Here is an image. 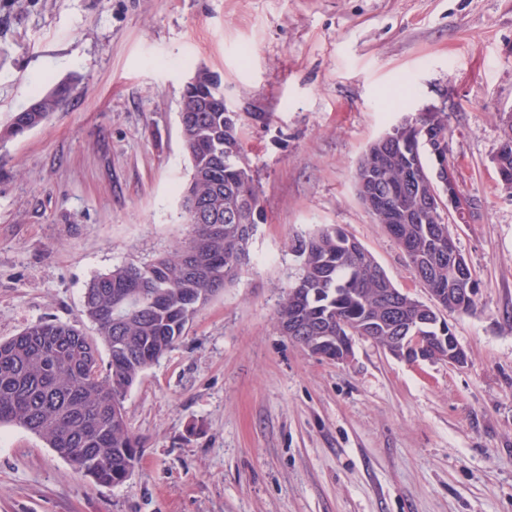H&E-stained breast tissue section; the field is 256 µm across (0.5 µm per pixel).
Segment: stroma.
<instances>
[{"label": "stroma", "mask_w": 512, "mask_h": 512, "mask_svg": "<svg viewBox=\"0 0 512 512\" xmlns=\"http://www.w3.org/2000/svg\"><path fill=\"white\" fill-rule=\"evenodd\" d=\"M206 68L243 117L263 219L238 279L128 392L140 442L117 487L0 426V512H512V0H0V126L66 82L65 109L0 145V340L97 330L91 280L184 239V84ZM448 114L474 204L451 227L477 279L445 318L468 360L409 364L367 339L310 355L276 321L293 237L333 225L433 299L353 181L403 116ZM500 121L503 128V139L498 151L497 160L501 167V173L507 177V182L512 180V111L500 113ZM499 181L505 189L512 190V182L507 183L500 175L499 168L495 162ZM505 173H504V172Z\"/></svg>", "instance_id": "stroma-1"}]
</instances>
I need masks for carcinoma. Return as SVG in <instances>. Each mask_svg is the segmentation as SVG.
Returning <instances> with one entry per match:
<instances>
[{
	"label": "carcinoma",
	"mask_w": 512,
	"mask_h": 512,
	"mask_svg": "<svg viewBox=\"0 0 512 512\" xmlns=\"http://www.w3.org/2000/svg\"><path fill=\"white\" fill-rule=\"evenodd\" d=\"M193 91L180 113L192 173L183 194L189 237L152 262H126L97 276L83 296V315L99 339L73 325L43 321L0 342V424L40 437L76 470L104 485L126 481L139 461V441L122 412L127 392L143 372L172 350L199 310L232 283L249 261L261 197L254 171L241 160L235 113L211 91V73L191 77ZM69 88L57 86L37 97L36 112H15L0 140L22 136L65 105ZM503 139L497 160L512 180V112L500 113ZM427 121L381 139L372 152L385 162L382 180L360 184L363 199L376 198L373 221L404 250L413 274L428 288L448 287V262L428 254L448 220L422 212L434 187L422 148ZM290 248L305 273L303 295L288 285L276 319L296 315L299 336H334L354 326L366 311L380 309L398 288L374 256L353 236L324 226L298 235ZM109 352L100 368L98 341Z\"/></svg>",
	"instance_id": "1"
}]
</instances>
